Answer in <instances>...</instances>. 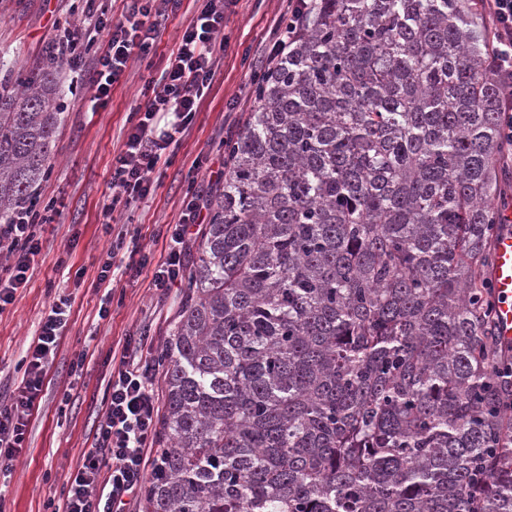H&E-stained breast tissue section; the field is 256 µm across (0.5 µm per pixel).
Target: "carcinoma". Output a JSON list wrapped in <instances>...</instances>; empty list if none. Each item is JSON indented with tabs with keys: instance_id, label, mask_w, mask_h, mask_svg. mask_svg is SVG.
<instances>
[{
	"instance_id": "1",
	"label": "carcinoma",
	"mask_w": 512,
	"mask_h": 512,
	"mask_svg": "<svg viewBox=\"0 0 512 512\" xmlns=\"http://www.w3.org/2000/svg\"><path fill=\"white\" fill-rule=\"evenodd\" d=\"M473 0H317L224 141L166 368L147 512H512L489 280L499 86ZM0 90V221L59 90Z\"/></svg>"
}]
</instances>
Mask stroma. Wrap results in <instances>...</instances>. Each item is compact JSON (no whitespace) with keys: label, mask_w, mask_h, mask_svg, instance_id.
Returning a JSON list of instances; mask_svg holds the SVG:
<instances>
[{"label":"stroma","mask_w":512,"mask_h":512,"mask_svg":"<svg viewBox=\"0 0 512 512\" xmlns=\"http://www.w3.org/2000/svg\"><path fill=\"white\" fill-rule=\"evenodd\" d=\"M285 5L286 0H239L227 14L226 46L217 54L219 67L193 124L172 146L168 163L153 173L151 193L128 208L111 205L112 160L144 81L159 78L198 9L196 0H184L180 12L168 19L155 54L133 64L126 81L113 87L105 110L91 111L90 86L71 88L69 70H58L64 93L52 166L41 183L45 197L54 199L56 213L43 229L27 283L0 312V399L19 384L17 364L53 300L69 298L70 316L31 417L26 448L0 488V512H45L48 500L60 498L77 461L95 442L112 371L107 352L121 350L132 334H147L156 350L170 342L186 284L161 298L150 286V272L135 280L117 274L103 282L100 266L114 231L124 226L153 257L166 254L169 241L160 230L178 222L189 173L208 184L220 167L224 138L237 132L246 113L257 106L250 62L263 50ZM84 8V0H0V83L20 69L46 68V41L55 25L81 23ZM233 98L241 100L243 112L228 111ZM205 156L209 168L193 171V162ZM80 354L85 360L77 377L70 364Z\"/></svg>","instance_id":"35a3bbf8"}]
</instances>
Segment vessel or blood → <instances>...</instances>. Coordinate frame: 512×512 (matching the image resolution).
I'll return each mask as SVG.
<instances>
[{
	"mask_svg": "<svg viewBox=\"0 0 512 512\" xmlns=\"http://www.w3.org/2000/svg\"><path fill=\"white\" fill-rule=\"evenodd\" d=\"M500 231L493 242L489 280L495 299L497 334L504 345H512V207L498 211Z\"/></svg>",
	"mask_w": 512,
	"mask_h": 512,
	"instance_id": "vessel-or-blood-1",
	"label": "vessel or blood"
}]
</instances>
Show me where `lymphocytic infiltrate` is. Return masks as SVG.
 Segmentation results:
<instances>
[{"instance_id": "obj_1", "label": "lymphocytic infiltrate", "mask_w": 512, "mask_h": 512, "mask_svg": "<svg viewBox=\"0 0 512 512\" xmlns=\"http://www.w3.org/2000/svg\"><path fill=\"white\" fill-rule=\"evenodd\" d=\"M81 25L54 36L50 56L70 70L83 66L95 53L86 79L94 90L93 109L105 108L114 85L128 74L130 63L146 59L154 50L161 28L177 14L183 0H126L121 18L108 15L97 0H86ZM313 0H288V13L272 31L265 62L250 74L258 79L293 43ZM237 0H203L200 10L184 29L175 53L161 76L147 80L140 89L141 102L134 110L122 147L113 161L112 203L130 206L146 197L152 175L177 136L192 124L200 102L215 74L216 45L224 34V15ZM487 22L489 52L495 75L503 88L499 110L503 137L512 147V0H478ZM205 196L196 178H189L183 209L177 223L167 225L170 246L161 259L140 252L129 259L123 272L137 278L151 269V286L168 294L184 276L183 254L204 220ZM52 205L29 202L17 209L13 220L0 224V256L8 264L0 272V311L24 287L31 264L41 248V230L52 220ZM70 303L53 301L37 336L27 349L20 384L0 402V476H10L22 452L36 401L68 323ZM141 336H128L105 389L106 409L97 428L95 444L84 454L63 492V512H131L138 502L146 476L155 471V452L161 407L154 386L158 366L145 352Z\"/></svg>"}]
</instances>
